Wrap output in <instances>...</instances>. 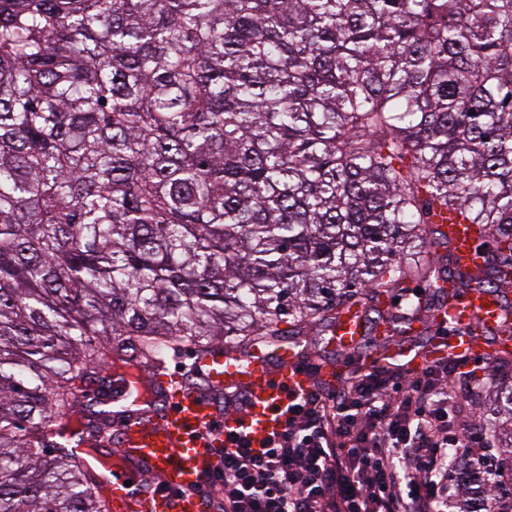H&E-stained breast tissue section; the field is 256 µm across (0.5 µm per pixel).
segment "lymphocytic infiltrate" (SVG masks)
I'll use <instances>...</instances> for the list:
<instances>
[{
  "mask_svg": "<svg viewBox=\"0 0 512 512\" xmlns=\"http://www.w3.org/2000/svg\"><path fill=\"white\" fill-rule=\"evenodd\" d=\"M456 355L411 374L371 368L332 392L313 387L284 430L256 449L231 438L214 512H448L460 454L490 445L459 418L478 391Z\"/></svg>",
  "mask_w": 512,
  "mask_h": 512,
  "instance_id": "lymphocytic-infiltrate-1",
  "label": "lymphocytic infiltrate"
}]
</instances>
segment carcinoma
I'll return each mask as SVG.
<instances>
[{
    "label": "carcinoma",
    "mask_w": 512,
    "mask_h": 512,
    "mask_svg": "<svg viewBox=\"0 0 512 512\" xmlns=\"http://www.w3.org/2000/svg\"><path fill=\"white\" fill-rule=\"evenodd\" d=\"M511 286L512 0H0V512H111L90 457L172 354L353 312L380 359ZM473 434L458 512H512V382ZM443 216L448 218V224H443L442 229L447 233L448 243L460 265L468 267L483 265L486 252L479 248L475 227L468 224L456 212H444Z\"/></svg>",
    "instance_id": "1"
}]
</instances>
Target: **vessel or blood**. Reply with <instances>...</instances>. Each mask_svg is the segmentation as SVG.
Masks as SVG:
<instances>
[{
  "instance_id": "1",
  "label": "vessel or blood",
  "mask_w": 512,
  "mask_h": 512,
  "mask_svg": "<svg viewBox=\"0 0 512 512\" xmlns=\"http://www.w3.org/2000/svg\"><path fill=\"white\" fill-rule=\"evenodd\" d=\"M447 218L444 230L460 265L484 264L486 253L474 226L453 211ZM502 306L496 292L460 294L453 305L437 313L438 326H452L451 336H437L422 350L406 349L402 359L416 369L450 354L488 360L496 350L512 349L511 338L501 336L492 344L471 330L477 321L498 324ZM365 334V323L353 319L346 322L337 341L351 350ZM195 366L209 391L182 380H161L156 391L165 403L163 409L147 416L130 413L120 420L114 440L118 466L113 470L112 498L124 512H208V501L198 487L216 472L225 436L243 437L254 448L266 447L284 429L291 402L304 397L315 380L335 383L343 369L342 364L325 362L310 370L299 353L288 348L272 362L258 351L242 356L218 348L198 358ZM236 393L246 395L245 410L221 414L220 396ZM145 473L158 477L161 491L141 486Z\"/></svg>"
}]
</instances>
